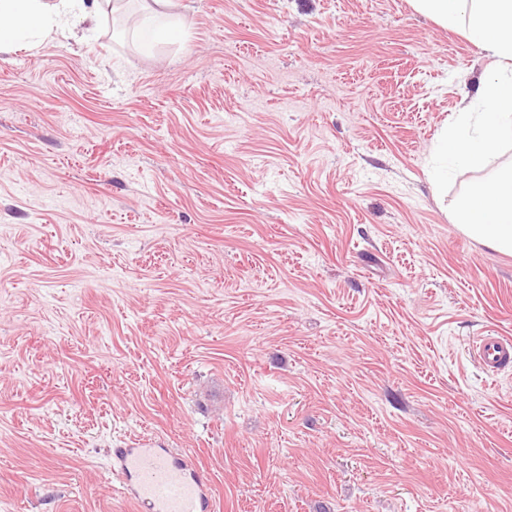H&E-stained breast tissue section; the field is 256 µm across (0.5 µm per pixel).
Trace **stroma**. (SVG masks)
Listing matches in <instances>:
<instances>
[{"label":"stroma","mask_w":512,"mask_h":512,"mask_svg":"<svg viewBox=\"0 0 512 512\" xmlns=\"http://www.w3.org/2000/svg\"><path fill=\"white\" fill-rule=\"evenodd\" d=\"M137 0L0 54V512H134L195 454L216 512H512V254L429 182L492 61L410 0ZM142 6L136 21L140 43L145 48L175 39L185 29V15L176 0H140ZM478 362L488 371L500 372L512 368V338L487 334L473 345ZM120 497L150 512H214L209 478L192 459L147 444L113 448L108 460Z\"/></svg>","instance_id":"35a3bbf8"}]
</instances>
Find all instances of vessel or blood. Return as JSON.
<instances>
[{
    "label": "vessel or blood",
    "mask_w": 512,
    "mask_h": 512,
    "mask_svg": "<svg viewBox=\"0 0 512 512\" xmlns=\"http://www.w3.org/2000/svg\"><path fill=\"white\" fill-rule=\"evenodd\" d=\"M473 352L489 371L512 368L511 337L492 333L479 337ZM108 466L119 480L120 497L140 512H215L210 481L192 459L135 444L112 449Z\"/></svg>",
    "instance_id": "1"
}]
</instances>
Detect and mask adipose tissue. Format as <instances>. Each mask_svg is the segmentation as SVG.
<instances>
[{"mask_svg": "<svg viewBox=\"0 0 512 512\" xmlns=\"http://www.w3.org/2000/svg\"><path fill=\"white\" fill-rule=\"evenodd\" d=\"M124 0H0V52L31 37H68L79 19L120 11ZM136 31L143 47L175 39L185 28L177 0H141ZM442 27L464 30L496 71L486 77L474 103L458 112L435 146L436 192L448 189V169H484L504 143H512V0H412ZM452 219L470 234L512 252V164L491 185H478L453 206Z\"/></svg>", "mask_w": 512, "mask_h": 512, "instance_id": "1", "label": "adipose tissue"}]
</instances>
